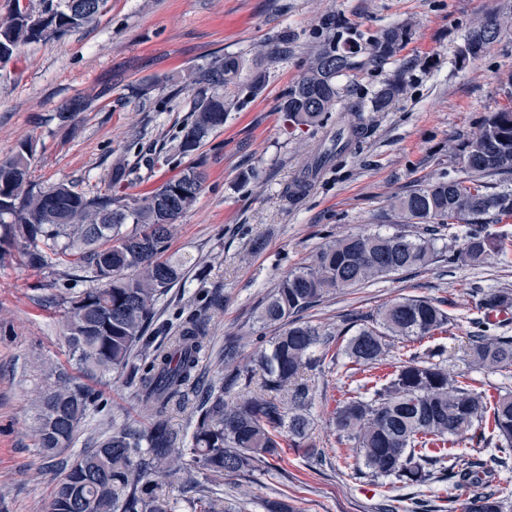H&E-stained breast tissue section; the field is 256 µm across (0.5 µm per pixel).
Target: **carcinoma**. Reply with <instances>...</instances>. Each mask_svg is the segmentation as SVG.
<instances>
[{
  "instance_id": "cac0c4a2",
  "label": "carcinoma",
  "mask_w": 512,
  "mask_h": 512,
  "mask_svg": "<svg viewBox=\"0 0 512 512\" xmlns=\"http://www.w3.org/2000/svg\"><path fill=\"white\" fill-rule=\"evenodd\" d=\"M98 17L97 0H39L36 7L14 0L11 13L0 18V61L25 44L60 39ZM501 26L495 17L476 23L459 50L461 59L479 58ZM406 36L401 27L386 28L369 45L370 54L388 61ZM356 53L334 40L316 48L305 74L279 104L288 121L321 126L338 102L337 78L353 67ZM241 68L231 55L192 68L191 121L180 131L179 154L194 153L224 127V87L237 82ZM403 92L402 84L386 86L374 97L373 108L388 109ZM94 102L74 100L58 117L70 120ZM358 135L357 126L339 127L331 146L317 151L295 187L303 189L308 176L346 152ZM459 152L466 178L411 189L393 203L408 223L426 225L422 232H362L326 242L311 264L288 272L263 301L259 319L278 334L260 349L254 365L235 361L237 340L230 338L224 366L203 388L197 375L207 336L201 315L187 316L167 348L153 350L142 366L136 363V349L149 345L159 298L184 278L182 265L165 252L173 224L194 207L207 180L205 166L189 165L151 195L121 203L110 192L90 195L69 182L37 186L30 177L35 149L29 142L0 162V262L18 246L32 267L69 258L93 273L97 285L59 299L69 362L91 377L129 374L150 414L146 424L107 429L94 447L66 466L46 512H243L201 484L196 474L211 482L250 476L279 456L284 438L288 447L319 461L322 455L311 447L314 385L309 373H323L338 334L303 320L301 313L325 296L435 263L440 227H467L461 248L448 256L450 263L477 265L489 252L504 250L488 226L512 218V191L490 193L484 178L512 175V96L461 143ZM505 308H512V293L487 292L478 305L483 317L470 319V364L477 370L512 368V336L489 335L490 314ZM450 323L441 301L408 296L385 304L336 347V354L348 359L341 377L376 370L393 341L432 338ZM442 355L440 346L425 357L406 350L393 371L370 380L367 393L353 389L339 403L337 439L353 451V458H344L345 468L354 478L422 485L447 460L441 477L472 490L462 512H512V495L495 484L494 468L498 454L512 456V393L487 395L467 375L452 374L435 361ZM43 380L30 433L40 454L52 456L71 447L94 397L79 377L51 363L43 367ZM189 388L197 396L196 410L189 428L180 432L171 424V412ZM493 436L498 437L495 453L487 460L478 457L479 445ZM462 442L471 445V453L455 450ZM176 476L185 485L181 500L160 493L161 480Z\"/></svg>"
}]
</instances>
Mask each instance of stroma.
Masks as SVG:
<instances>
[{
  "label": "stroma",
  "mask_w": 512,
  "mask_h": 512,
  "mask_svg": "<svg viewBox=\"0 0 512 512\" xmlns=\"http://www.w3.org/2000/svg\"><path fill=\"white\" fill-rule=\"evenodd\" d=\"M490 16H512V0H108L93 24L59 39L22 46L0 62V160L19 144L36 150L32 179L41 187L76 182L106 189L112 164L123 158L137 171L118 194L141 198L190 163H204L208 180L194 207L175 224L169 254L184 279L156 305L152 346L166 344L180 322L198 312L207 322L200 362L214 376L224 340L239 341L238 360L250 362L274 334L259 320V304L289 271L311 264L322 245L356 232L390 233L403 221L391 202L407 190L465 177L457 146L506 103L512 75V28L503 27L483 56L461 62L469 29ZM408 28L397 55L373 61L368 46L391 26ZM338 35L360 45L353 69L337 80L333 115L314 129L289 131L278 106L305 73L311 48ZM234 55L244 62L240 86H227L233 106L223 129L196 153L176 155V136L190 119L194 65ZM266 75L259 94L242 91L253 69ZM402 82L403 95L386 111L372 100ZM144 85L147 96H131ZM94 98L92 110L73 121L57 114L72 99ZM361 129L351 151L333 159L304 193L289 188L326 144L337 116ZM88 272L59 262L33 268L20 254L0 264V512H45L70 459L103 429L139 419L128 378L91 379L95 402L73 447L42 456L27 431L30 399L40 384L39 363L68 367L61 317L52 297L91 287ZM512 292V254H491L481 265L440 261L324 298L305 320L348 338L356 321L395 298L443 301L452 321L445 333L415 341L418 352L446 349L453 372L471 373L479 390L512 391V371L474 372L468 364L469 320L478 299L473 286ZM221 306H213V297ZM314 382L313 443L324 453L310 465L303 451L282 448L253 477L224 480L225 498L244 512H266L285 501L298 512H459L467 492L445 481L406 486L386 479L351 477L331 418L346 388L325 362Z\"/></svg>",
  "instance_id": "stroma-1"
}]
</instances>
